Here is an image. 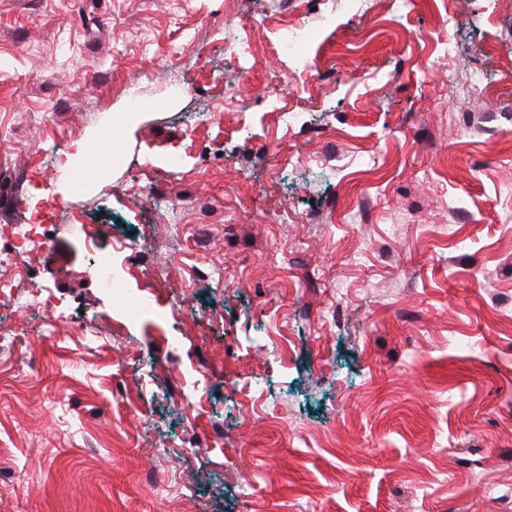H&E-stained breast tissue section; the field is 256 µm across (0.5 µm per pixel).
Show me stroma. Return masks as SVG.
I'll use <instances>...</instances> for the list:
<instances>
[{"instance_id":"stroma-1","label":"stroma","mask_w":512,"mask_h":512,"mask_svg":"<svg viewBox=\"0 0 512 512\" xmlns=\"http://www.w3.org/2000/svg\"><path fill=\"white\" fill-rule=\"evenodd\" d=\"M322 8L0 0V251L40 194L29 287L63 313L51 334L0 296V512H512V10ZM296 17L311 78L270 37ZM477 71L492 94L463 103ZM269 85L309 100L290 127ZM131 108L62 203L58 147ZM77 212L164 323L100 287Z\"/></svg>"}]
</instances>
